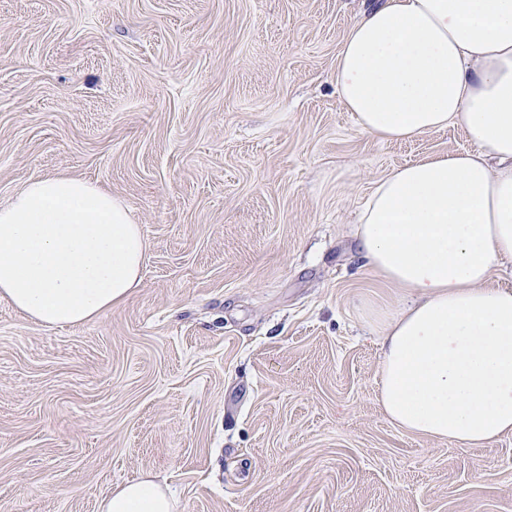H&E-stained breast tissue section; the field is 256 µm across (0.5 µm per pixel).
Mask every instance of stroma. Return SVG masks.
<instances>
[{"mask_svg":"<svg viewBox=\"0 0 512 512\" xmlns=\"http://www.w3.org/2000/svg\"><path fill=\"white\" fill-rule=\"evenodd\" d=\"M371 0H0V205L67 174L123 201L142 283L78 326L0 300V512H512V435L394 425L382 321L410 300L356 248L376 181L467 151L360 130L334 83ZM173 495L153 478L128 482L112 492L101 504V512H172Z\"/></svg>","mask_w":512,"mask_h":512,"instance_id":"stroma-1","label":"stroma"}]
</instances>
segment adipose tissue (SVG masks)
<instances>
[{"mask_svg":"<svg viewBox=\"0 0 512 512\" xmlns=\"http://www.w3.org/2000/svg\"><path fill=\"white\" fill-rule=\"evenodd\" d=\"M336 91L360 129L411 140L461 127L474 151L400 166L363 205L368 264L408 289L382 330L378 400L401 429L485 446L512 434V0H378L349 28ZM130 209L89 180L49 175L0 206V298L47 326L78 325L141 282ZM168 487L128 482L101 512H173Z\"/></svg>","mask_w":512,"mask_h":512,"instance_id":"ef3b65f1","label":"adipose tissue"}]
</instances>
